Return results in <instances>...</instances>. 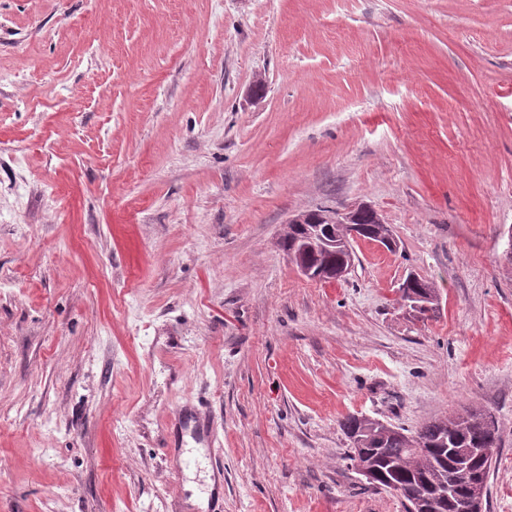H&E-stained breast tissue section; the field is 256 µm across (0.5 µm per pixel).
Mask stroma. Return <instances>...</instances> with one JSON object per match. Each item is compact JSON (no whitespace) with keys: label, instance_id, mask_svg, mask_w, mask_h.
<instances>
[{"label":"stroma","instance_id":"1","mask_svg":"<svg viewBox=\"0 0 512 512\" xmlns=\"http://www.w3.org/2000/svg\"><path fill=\"white\" fill-rule=\"evenodd\" d=\"M368 204L308 279L293 215ZM512 0H0V512H405L338 422L467 407L512 512ZM433 283L409 315L398 287ZM359 220L360 222L356 224L357 227V233L359 236H361L363 239L373 240L375 239V233L377 230V236L379 239H381L385 243L394 242L393 235L391 233V230L387 224H385L384 220L380 217L377 221V224L374 222V213L372 210L368 208H364L360 211L359 214ZM377 227V228H376ZM376 229V230H375ZM351 236L354 240L362 239L360 238L355 231H351ZM206 456L209 458L211 463V471L214 476H217L218 481H214V485L212 490L209 493L207 498V504L205 509H196L195 512H221L220 511V503L224 498V480L220 481L222 478L223 469L221 467L220 462L216 459L215 453L213 452V448H207Z\"/></svg>","mask_w":512,"mask_h":512}]
</instances>
